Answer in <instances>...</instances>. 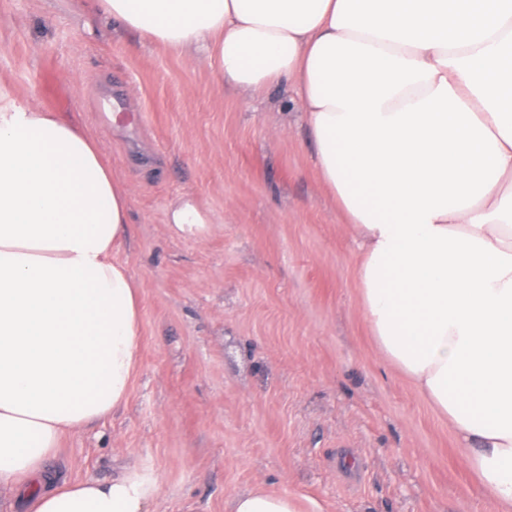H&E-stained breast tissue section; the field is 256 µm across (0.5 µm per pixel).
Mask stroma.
I'll return each instance as SVG.
<instances>
[{
    "mask_svg": "<svg viewBox=\"0 0 512 512\" xmlns=\"http://www.w3.org/2000/svg\"><path fill=\"white\" fill-rule=\"evenodd\" d=\"M0 88L81 123L132 190L116 258L140 286L139 369L125 406L66 436L58 483L149 468L153 512H230L257 488L323 512H496L377 347L358 244L287 82L234 89L79 0H0ZM184 193L211 212L206 239L165 222Z\"/></svg>",
    "mask_w": 512,
    "mask_h": 512,
    "instance_id": "35a3bbf8",
    "label": "stroma"
}]
</instances>
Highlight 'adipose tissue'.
Masks as SVG:
<instances>
[{"instance_id": "1", "label": "adipose tissue", "mask_w": 512, "mask_h": 512, "mask_svg": "<svg viewBox=\"0 0 512 512\" xmlns=\"http://www.w3.org/2000/svg\"><path fill=\"white\" fill-rule=\"evenodd\" d=\"M223 81L285 80L313 164L358 239L359 302L384 356L445 418L479 482L512 506V0H86ZM131 190L62 113L0 95V486L24 512H151L133 468L57 485L70 431L126 403L138 286L114 253ZM204 239L194 194L167 211ZM231 512H321L253 490Z\"/></svg>"}]
</instances>
